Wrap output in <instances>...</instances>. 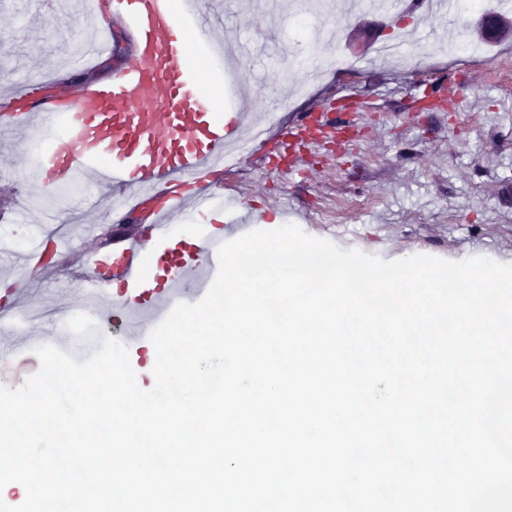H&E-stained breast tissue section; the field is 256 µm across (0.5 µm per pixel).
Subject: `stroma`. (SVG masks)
Instances as JSON below:
<instances>
[{
	"mask_svg": "<svg viewBox=\"0 0 512 512\" xmlns=\"http://www.w3.org/2000/svg\"><path fill=\"white\" fill-rule=\"evenodd\" d=\"M477 21L468 13L446 27L404 18L401 29L418 34L406 49L409 66L397 67L374 59L375 47L399 31L381 19L348 17L315 0L228 9L224 26L252 57L246 75L256 108L281 125L299 112L328 125L348 107L356 115L337 135L283 160L270 141L263 155L217 173L215 192L265 215L268 229L293 223L388 261L427 254L512 263V37L486 43L476 58L446 52L435 39L444 28L453 46L479 42ZM91 30L80 0H0V73L17 81L50 70L69 80L64 63ZM346 48L362 54L358 69L338 66ZM442 81V103L429 104L427 92ZM12 159L0 149V214L23 207L27 224L77 246L87 225L105 231L106 209L82 212L76 188L49 197L19 184ZM74 264V253H65L26 284L10 330L0 332V348L11 351L0 360V385L18 387L38 370L31 339L62 348L83 328Z\"/></svg>",
	"mask_w": 512,
	"mask_h": 512,
	"instance_id": "stroma-1",
	"label": "stroma"
}]
</instances>
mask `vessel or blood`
I'll list each match as a JSON object with an SVG mask.
<instances>
[{
    "instance_id": "vessel-or-blood-1",
    "label": "vessel or blood",
    "mask_w": 512,
    "mask_h": 512,
    "mask_svg": "<svg viewBox=\"0 0 512 512\" xmlns=\"http://www.w3.org/2000/svg\"><path fill=\"white\" fill-rule=\"evenodd\" d=\"M370 11H382L387 23L406 15L435 12L456 21L454 0H369ZM112 15L132 33L133 53L127 66L108 84L59 86L41 94V79L20 82L0 100V130L41 129L39 157L32 169L44 192L62 189L88 177L111 194L112 210L143 211L155 202L150 224L117 251L84 253L76 280L98 318L130 310L143 319L129 332L137 339L170 313L184 296L203 291L217 273V248L259 229L260 218L244 219L238 207H221L205 181L235 160L234 149L262 154L271 138L302 147L300 127L259 132L242 106L247 91L238 82L237 54L217 30L211 0H113ZM112 43L100 37L83 45L70 64L87 70L109 54ZM234 75L232 92L214 103L200 88L204 71ZM224 209L220 224L198 226L191 243L176 245L174 217L185 211L205 216ZM28 271L46 263L54 240L33 227ZM158 255L145 252V244ZM122 291L109 295V283Z\"/></svg>"
}]
</instances>
